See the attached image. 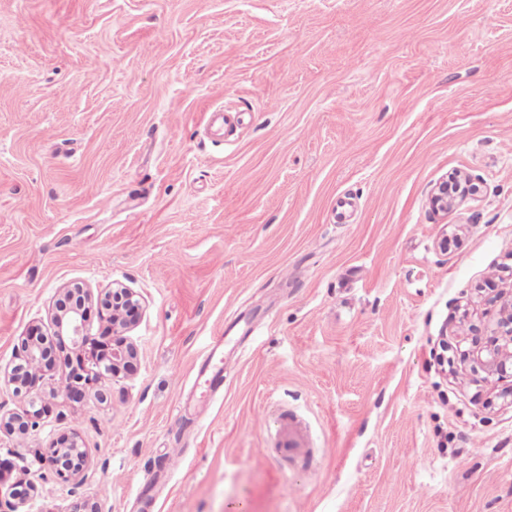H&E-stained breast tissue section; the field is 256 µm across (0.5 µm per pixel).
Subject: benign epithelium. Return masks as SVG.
<instances>
[{"label":"benign epithelium","instance_id":"obj_1","mask_svg":"<svg viewBox=\"0 0 512 512\" xmlns=\"http://www.w3.org/2000/svg\"><path fill=\"white\" fill-rule=\"evenodd\" d=\"M457 195L448 190V181L440 182L429 197L431 209L438 214L448 213V208L455 204ZM79 294L84 299L92 297V292L80 285H73L61 290L53 317L55 324L54 339L59 346L69 345L71 349L81 352L93 343L82 308L69 305L66 299L71 294ZM101 306L110 308L109 320L112 324L111 354L94 362L95 368L85 370L81 377L66 378L60 382L58 391L68 398H79L89 391V386L105 378L119 379L128 374L137 360L136 347L128 342L124 334L138 321L142 305L133 289L114 283L97 294ZM500 302L497 318V334L488 337L486 345L474 351L473 361L480 370L489 376H498L503 380L507 362H512V290L502 291L496 296ZM46 365L44 340L31 335L21 338L18 363L6 372L5 377L13 386V392L19 398L16 409L0 412V432L23 437L36 426L40 417L37 409L38 395L36 387L43 379ZM51 462L57 478L68 483L86 478L87 456L77 438L50 449Z\"/></svg>","mask_w":512,"mask_h":512}]
</instances>
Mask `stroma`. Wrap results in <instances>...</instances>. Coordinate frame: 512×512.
<instances>
[{
  "instance_id": "obj_1",
  "label": "stroma",
  "mask_w": 512,
  "mask_h": 512,
  "mask_svg": "<svg viewBox=\"0 0 512 512\" xmlns=\"http://www.w3.org/2000/svg\"><path fill=\"white\" fill-rule=\"evenodd\" d=\"M456 172L479 190L439 217ZM115 282L133 375L65 398L59 349L46 414L0 437L26 512H512L506 383L432 355L512 289V0H0V370L61 288ZM279 400L311 460L262 455ZM448 184H456V181L444 180L432 191L429 197V205L437 214H447L448 208L455 204L457 195L448 190ZM224 339L221 337L199 369L197 382L202 381L205 393L211 394L224 387V354H219ZM51 462L57 478L64 483L86 478L87 456L76 437L50 448ZM63 461H66L63 464Z\"/></svg>"
}]
</instances>
